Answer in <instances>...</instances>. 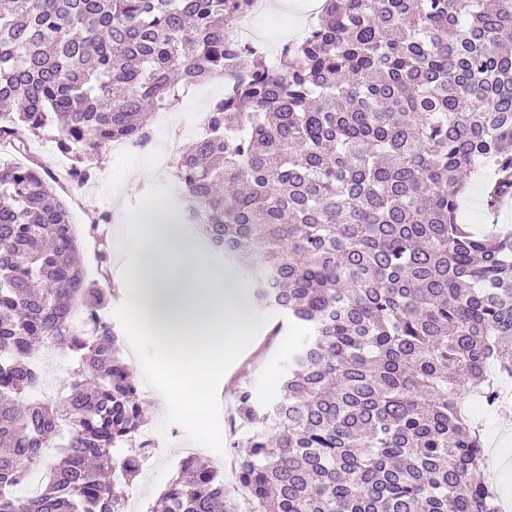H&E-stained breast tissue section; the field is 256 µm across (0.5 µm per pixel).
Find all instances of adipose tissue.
Returning <instances> with one entry per match:
<instances>
[{"label":"adipose tissue","mask_w":512,"mask_h":512,"mask_svg":"<svg viewBox=\"0 0 512 512\" xmlns=\"http://www.w3.org/2000/svg\"><path fill=\"white\" fill-rule=\"evenodd\" d=\"M124 253L127 314L174 377L166 405L207 417L211 381L254 328L246 285L205 261L163 211L130 225Z\"/></svg>","instance_id":"adipose-tissue-1"}]
</instances>
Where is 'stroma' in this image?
<instances>
[{
	"label": "stroma",
	"mask_w": 512,
	"mask_h": 512,
	"mask_svg": "<svg viewBox=\"0 0 512 512\" xmlns=\"http://www.w3.org/2000/svg\"><path fill=\"white\" fill-rule=\"evenodd\" d=\"M277 8L261 15H248L234 21L232 30H251L269 55H276L286 40L297 37L309 22L306 0H277ZM224 94L220 81L202 84L200 92L188 93L179 105L169 112L166 124L155 125L148 146L151 155H160L170 142L180 147L191 145L197 138L189 123L193 112L207 107L211 100ZM486 176L468 178V192L462 203L460 217L477 229L495 224L512 229V206H503L499 213L487 211L484 202ZM173 165L157 164L155 170L135 174L127 156L102 150L96 159V176L90 188L71 190L63 200L72 214L81 240L80 259L84 266L98 263L101 246L109 248L107 287L112 290L109 306L111 322L122 336L126 353L134 357L133 370L144 401L148 424L152 427L156 445L149 455V466L125 488L127 496L139 504V512H149L158 492L172 479L181 461L183 449H196L202 459L224 463L222 474L225 488L237 484L234 460L238 455L233 443L240 436L229 417L235 407V389L238 385L251 388L257 403L273 398L280 386L281 375L288 363V346L299 330L285 324V317L275 308L255 311L256 327L249 342L241 346L236 358L225 361L212 394L209 419L205 426L191 422L187 415L166 412L163 398L172 387L165 368L157 361L152 349L139 337L129 323L125 303L127 293L123 286L121 265L123 252L113 234L114 225L123 223L125 216L139 215L152 206H169L174 198ZM106 213L110 223L90 232L93 216ZM281 326L280 334H273L274 326ZM471 415L483 424L488 474L502 498L512 500V430L504 432V425L512 427V412L487 410L473 397H466Z\"/></svg>",
	"instance_id": "obj_1"
}]
</instances>
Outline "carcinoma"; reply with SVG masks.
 Listing matches in <instances>:
<instances>
[{"label":"carcinoma","mask_w":512,"mask_h":512,"mask_svg":"<svg viewBox=\"0 0 512 512\" xmlns=\"http://www.w3.org/2000/svg\"><path fill=\"white\" fill-rule=\"evenodd\" d=\"M253 0H0V143L67 154L71 187L114 141L143 146L160 107L229 78L180 153L172 217L224 255L259 306L302 330L278 395L236 388L251 512H495L468 390L512 378V232L457 221L465 172L512 192V0H323L269 61L232 20ZM39 163H0V512H124L102 480L151 446L110 289L86 277L69 212ZM83 327H74L76 309ZM76 358L70 391L15 399L32 350ZM52 479L19 496L43 449ZM151 512H238L224 479L180 462Z\"/></svg>","instance_id":"obj_1"}]
</instances>
